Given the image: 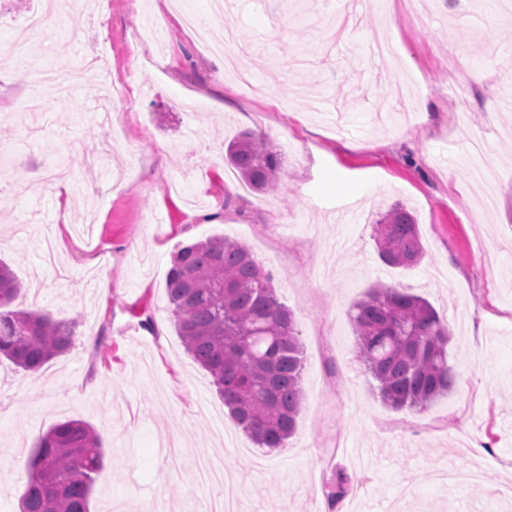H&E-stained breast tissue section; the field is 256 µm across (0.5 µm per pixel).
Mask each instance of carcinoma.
I'll use <instances>...</instances> for the list:
<instances>
[{
    "mask_svg": "<svg viewBox=\"0 0 512 512\" xmlns=\"http://www.w3.org/2000/svg\"><path fill=\"white\" fill-rule=\"evenodd\" d=\"M227 160L252 190L279 181V154L263 137L240 133ZM379 257L408 268L422 257L414 216L394 205L375 227ZM174 326L187 353L212 378L234 421L260 448L276 450L296 430L304 393L294 315L244 244L211 238L181 247L167 273ZM23 288L0 260V360L37 371L72 344L74 323L43 310L12 309ZM356 344L373 388L394 410L422 412L456 384L448 324L424 298L384 284L353 306ZM104 449L96 429L59 422L28 459L20 512H91Z\"/></svg>",
    "mask_w": 512,
    "mask_h": 512,
    "instance_id": "obj_1",
    "label": "carcinoma"
}]
</instances>
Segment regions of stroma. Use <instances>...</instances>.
<instances>
[{
  "mask_svg": "<svg viewBox=\"0 0 512 512\" xmlns=\"http://www.w3.org/2000/svg\"><path fill=\"white\" fill-rule=\"evenodd\" d=\"M37 35L43 67L79 66L61 98L11 59L0 66V258L39 307L74 321L69 351L30 373L0 362V500L17 504L37 438L80 419L105 456L92 512H512V13L501 0H100ZM36 0H0V55L24 38ZM229 27L245 89L186 15ZM397 55L374 56L379 31ZM454 47L485 82L452 79ZM413 78L428 119L402 111ZM468 105L466 126L453 99ZM249 130L272 140L281 183L257 193L224 161ZM484 141L496 204L481 206L463 152ZM418 224L423 258L386 265L373 227L394 204ZM246 244L290 308L305 400L285 448L267 451L224 412L171 320L166 275L181 246ZM398 285L445 319L458 380L422 412L370 387L350 314L371 286ZM223 461L199 484L200 456ZM476 471L459 487L437 472ZM343 478L331 503L326 488Z\"/></svg>",
  "mask_w": 512,
  "mask_h": 512,
  "instance_id": "1",
  "label": "stroma"
}]
</instances>
